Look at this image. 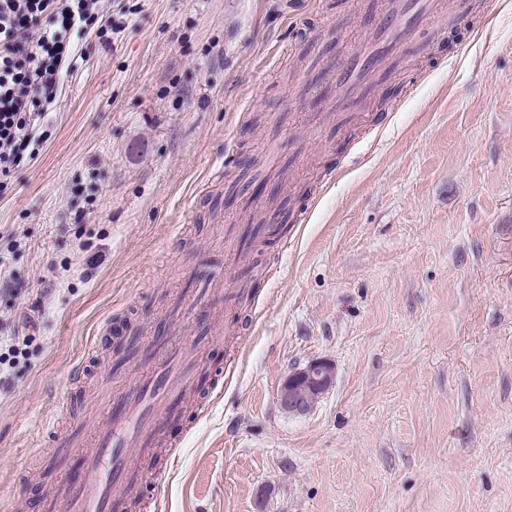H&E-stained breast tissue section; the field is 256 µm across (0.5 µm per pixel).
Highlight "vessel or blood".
Instances as JSON below:
<instances>
[{
    "mask_svg": "<svg viewBox=\"0 0 512 512\" xmlns=\"http://www.w3.org/2000/svg\"><path fill=\"white\" fill-rule=\"evenodd\" d=\"M437 16L438 0H386L382 17L336 72L333 111H349L375 85L383 59ZM149 352L122 396L104 401L92 446L76 449L75 469L48 487L44 512H126L143 480L156 485L168 475L172 463L158 449L181 420L183 397L198 389L201 362L192 345L167 337L152 340Z\"/></svg>",
    "mask_w": 512,
    "mask_h": 512,
    "instance_id": "b4317fda",
    "label": "vessel or blood"
}]
</instances>
